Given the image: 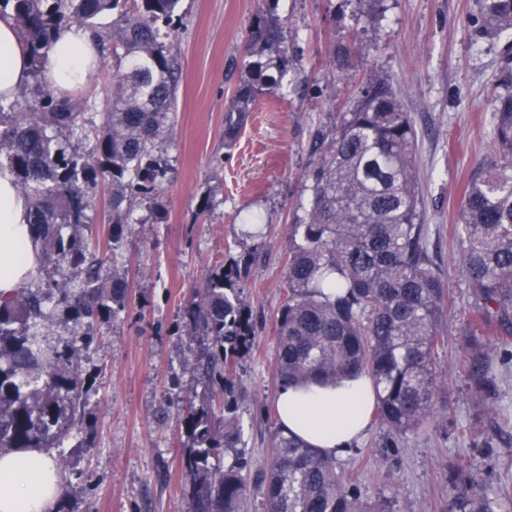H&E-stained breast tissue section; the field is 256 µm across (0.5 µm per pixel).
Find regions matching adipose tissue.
Returning a JSON list of instances; mask_svg holds the SVG:
<instances>
[{"label": "adipose tissue", "instance_id": "ef3b65f1", "mask_svg": "<svg viewBox=\"0 0 512 512\" xmlns=\"http://www.w3.org/2000/svg\"><path fill=\"white\" fill-rule=\"evenodd\" d=\"M98 65L95 42L82 28L62 30L47 58L43 77L54 89L87 86ZM30 47L11 17L0 16V98L12 99L27 82ZM29 203L10 172H0V301L25 288L37 272L40 253L31 240ZM375 389L368 376L335 385L286 384L276 396L278 425L318 448L343 457L371 426ZM65 493L53 457L37 449L0 451V512H55Z\"/></svg>", "mask_w": 512, "mask_h": 512}]
</instances>
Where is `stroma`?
Instances as JSON below:
<instances>
[{"label":"stroma","mask_w":512,"mask_h":512,"mask_svg":"<svg viewBox=\"0 0 512 512\" xmlns=\"http://www.w3.org/2000/svg\"><path fill=\"white\" fill-rule=\"evenodd\" d=\"M261 6L181 2L183 25L167 42L181 73L164 144L170 170L153 202L136 207L132 233L118 251L128 306L81 358L97 391L84 409L90 432L73 431L53 451L66 480L61 512H186L182 406L206 391L181 310L212 272L253 246L259 259L242 288L256 336L237 364V402L252 467L268 466L278 428L276 317L286 299L288 227L310 162L307 143L378 79L392 81L417 130L429 250L449 288L438 359L463 360L471 299L452 226L466 182L494 148V110L507 89L504 76L512 75V40L484 29L475 0H279L295 57L288 85L263 94L229 144L224 111L240 76L235 62ZM351 38L361 49L355 69L334 68L330 44ZM112 78V50L104 46L97 71L72 102L102 111ZM89 215L91 247L111 252V182L99 183ZM247 224L259 225L260 236L244 237ZM447 386L455 434L411 436L389 448L374 427L343 460L370 495L397 497L401 512H437L449 493L445 461L466 458L475 433L492 431L482 405L467 395L463 373L448 375Z\"/></svg>","instance_id":"obj_1"}]
</instances>
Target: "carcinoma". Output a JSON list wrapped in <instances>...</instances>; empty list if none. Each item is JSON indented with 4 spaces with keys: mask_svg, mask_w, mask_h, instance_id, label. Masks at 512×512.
<instances>
[{
    "mask_svg": "<svg viewBox=\"0 0 512 512\" xmlns=\"http://www.w3.org/2000/svg\"><path fill=\"white\" fill-rule=\"evenodd\" d=\"M181 0H0L31 45L39 72L60 31L72 24L101 37L112 15L116 59L112 98L100 122L85 127L72 101L46 89L31 112L0 101V169L14 175L30 200L28 225L43 267L62 281L48 290L23 288L0 303V451L50 450L67 437L92 394L94 377L78 364L93 332L126 308L127 273L89 248L90 190L112 181V245L131 233L137 201L152 199L169 171L161 144L173 123L179 66L166 45L178 30ZM264 7L250 27L241 76L224 115L233 142L257 97L280 89L293 56L276 13ZM484 25L512 33V0H476ZM351 70L358 48L333 49ZM496 149L464 192L459 269L473 300L462 332L467 393L479 399L495 434H512V409L491 370L494 339L512 335V93L495 108ZM94 140L87 153L75 135ZM417 133L398 91L377 82L340 112L330 128L309 138L302 175L306 201L288 235L287 298L277 316L280 384H325L366 374L376 388L373 420L387 446L400 438L443 437L457 431L448 411L447 369L438 361L439 331L448 298L428 250L415 175ZM257 251L220 267L184 308L197 369L223 397L190 404L185 468L187 512H248L247 459L236 411L234 365L254 338L251 310L239 283ZM71 313L74 338L53 344L51 300ZM268 468L255 475L265 512H400L398 500L370 496L354 473L297 437L276 430ZM225 466L213 459L225 454ZM452 493L438 512H505L512 487L487 485L477 459L447 463Z\"/></svg>",
    "mask_w": 512,
    "mask_h": 512,
    "instance_id": "cac0c4a2",
    "label": "carcinoma"
}]
</instances>
